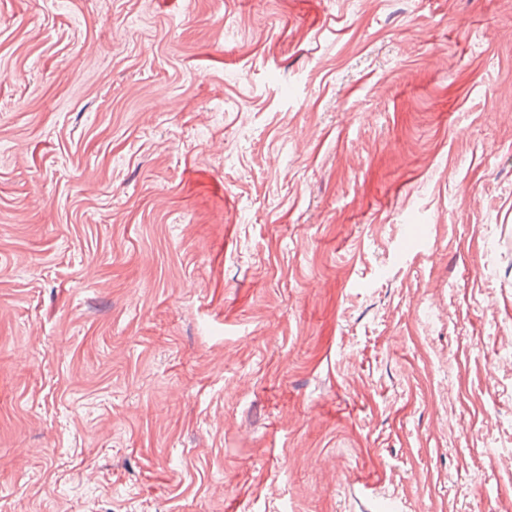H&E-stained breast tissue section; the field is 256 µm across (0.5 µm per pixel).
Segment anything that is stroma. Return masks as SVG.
Masks as SVG:
<instances>
[{
	"mask_svg": "<svg viewBox=\"0 0 512 512\" xmlns=\"http://www.w3.org/2000/svg\"><path fill=\"white\" fill-rule=\"evenodd\" d=\"M511 35L0 0V512H500Z\"/></svg>",
	"mask_w": 512,
	"mask_h": 512,
	"instance_id": "obj_1",
	"label": "stroma"
}]
</instances>
